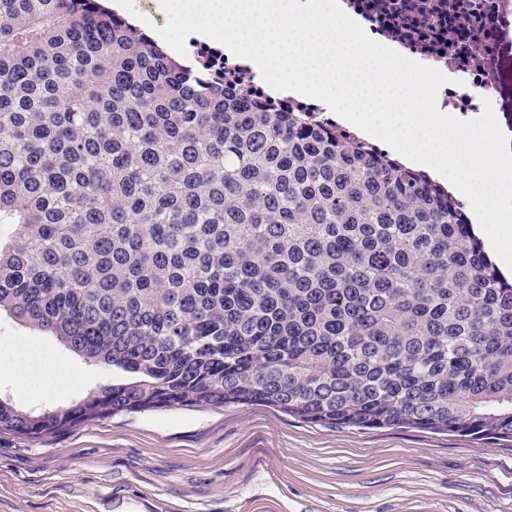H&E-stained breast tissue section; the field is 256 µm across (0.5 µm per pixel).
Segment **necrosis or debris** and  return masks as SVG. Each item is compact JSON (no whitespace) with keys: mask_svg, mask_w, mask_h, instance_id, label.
<instances>
[{"mask_svg":"<svg viewBox=\"0 0 512 512\" xmlns=\"http://www.w3.org/2000/svg\"><path fill=\"white\" fill-rule=\"evenodd\" d=\"M370 33L402 48L407 57L441 71L440 111L464 120L492 106L501 130L512 137V0H344ZM202 65L223 69L224 80L252 97L267 98L249 66L198 43ZM283 112L307 113L338 135L359 138L358 128L311 100L291 94L277 98Z\"/></svg>","mask_w":512,"mask_h":512,"instance_id":"obj_1","label":"necrosis or debris"}]
</instances>
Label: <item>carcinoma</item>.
I'll use <instances>...</instances> for the list:
<instances>
[{"label":"carcinoma","mask_w":512,"mask_h":512,"mask_svg":"<svg viewBox=\"0 0 512 512\" xmlns=\"http://www.w3.org/2000/svg\"><path fill=\"white\" fill-rule=\"evenodd\" d=\"M2 313L132 379L0 394V435L263 403L512 442V280L448 196L102 0H0Z\"/></svg>","instance_id":"obj_1"}]
</instances>
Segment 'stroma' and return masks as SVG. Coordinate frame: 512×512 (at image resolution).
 <instances>
[{"label":"stroma","instance_id":"stroma-1","mask_svg":"<svg viewBox=\"0 0 512 512\" xmlns=\"http://www.w3.org/2000/svg\"><path fill=\"white\" fill-rule=\"evenodd\" d=\"M21 340L77 380L47 399L16 392ZM124 378L0 315V392L19 409ZM0 512H512V447L320 426L264 405L118 414L37 442L1 435Z\"/></svg>","mask_w":512,"mask_h":512}]
</instances>
